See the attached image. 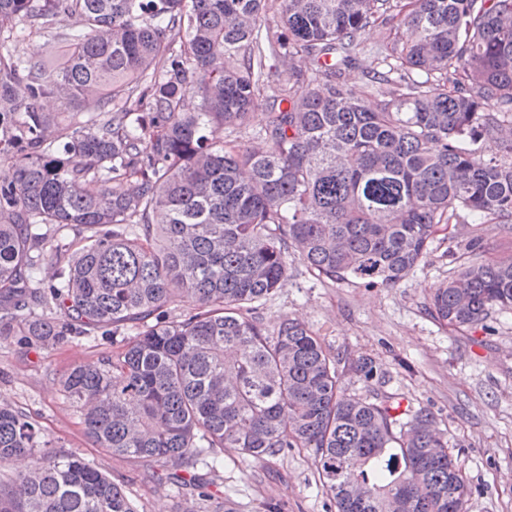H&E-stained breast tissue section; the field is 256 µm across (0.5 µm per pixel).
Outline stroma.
Segmentation results:
<instances>
[{
	"label": "stroma",
	"mask_w": 512,
	"mask_h": 512,
	"mask_svg": "<svg viewBox=\"0 0 512 512\" xmlns=\"http://www.w3.org/2000/svg\"><path fill=\"white\" fill-rule=\"evenodd\" d=\"M483 256L512 255V223L476 224L459 219L439 233L425 260L397 287L369 288L358 281L309 278L300 261L261 305L258 316L272 325L295 317L319 336L338 360L348 394L373 390L396 394L401 407L431 408L457 452L471 496L468 512H512V310L491 309L474 327L453 332L427 312L431 288L468 257L471 241ZM111 336L94 333L42 348L20 337L0 338V405L27 413L44 428L53 447L74 453L120 484L137 512H185L178 489L158 482L167 465L113 455L83 432L79 408L64 393L60 378L76 363L110 357ZM372 359L384 376L359 379L352 365ZM201 478L223 492L235 512H332L307 450L292 448L253 459L228 448L216 471Z\"/></svg>",
	"instance_id": "obj_1"
}]
</instances>
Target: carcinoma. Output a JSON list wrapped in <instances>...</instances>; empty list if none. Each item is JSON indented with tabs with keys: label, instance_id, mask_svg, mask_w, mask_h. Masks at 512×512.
Wrapping results in <instances>:
<instances>
[{
	"label": "carcinoma",
	"instance_id": "cac0c4a2",
	"mask_svg": "<svg viewBox=\"0 0 512 512\" xmlns=\"http://www.w3.org/2000/svg\"><path fill=\"white\" fill-rule=\"evenodd\" d=\"M6 33L43 41L20 60ZM5 162L0 336H114L112 357L61 379L97 447L182 468L185 512H235L191 474L226 448L310 451L336 512H466L431 409L402 423L392 397L347 394L316 332L257 309L292 257L319 280L395 288L461 214L512 223V0H0ZM48 224L90 232L51 249L50 283ZM184 299L195 308L170 319ZM494 306L512 309V256L465 262L430 293L454 331ZM354 370L381 374L368 359ZM20 454L31 465L0 480V512H136L1 405L0 468Z\"/></svg>",
	"mask_w": 512,
	"mask_h": 512
}]
</instances>
